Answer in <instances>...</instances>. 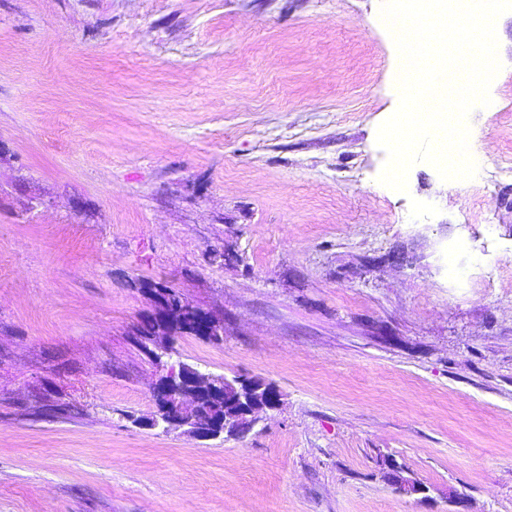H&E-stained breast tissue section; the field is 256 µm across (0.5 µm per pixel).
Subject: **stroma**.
Returning a JSON list of instances; mask_svg holds the SVG:
<instances>
[{
  "label": "stroma",
  "mask_w": 512,
  "mask_h": 512,
  "mask_svg": "<svg viewBox=\"0 0 512 512\" xmlns=\"http://www.w3.org/2000/svg\"><path fill=\"white\" fill-rule=\"evenodd\" d=\"M380 8L0 0V512H512V13L479 174L400 192ZM153 284L224 322L176 359L279 391L243 437L134 426ZM393 458H383L381 460V470L386 482L398 493L413 495H424L429 492V488L412 477L406 467L399 465Z\"/></svg>",
  "instance_id": "stroma-1"
}]
</instances>
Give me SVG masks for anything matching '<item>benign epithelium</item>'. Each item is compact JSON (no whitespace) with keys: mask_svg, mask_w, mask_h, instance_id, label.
<instances>
[{"mask_svg":"<svg viewBox=\"0 0 512 512\" xmlns=\"http://www.w3.org/2000/svg\"><path fill=\"white\" fill-rule=\"evenodd\" d=\"M204 335L223 339L224 322L207 315L200 321ZM173 338L164 343L150 342L149 352L155 363L166 369L153 388L156 414L139 425L163 431L181 430L199 440L221 437H239L248 433L257 423L256 413L264 407L262 399L273 386L261 378H228L224 375L202 374L181 363L167 366L166 359L174 353ZM192 399V408L183 406L185 397ZM386 482L398 493L425 495L429 488L412 477L408 469L384 458L380 464Z\"/></svg>","mask_w":512,"mask_h":512,"instance_id":"7a95c632","label":"benign epithelium"}]
</instances>
